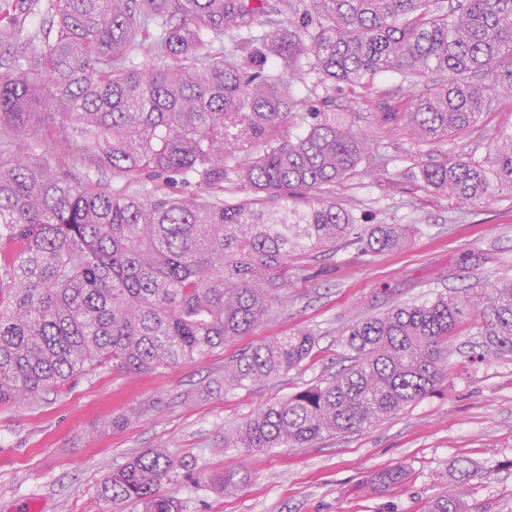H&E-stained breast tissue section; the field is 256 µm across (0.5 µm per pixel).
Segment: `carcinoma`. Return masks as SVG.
Wrapping results in <instances>:
<instances>
[{"label":"carcinoma","instance_id":"carcinoma-1","mask_svg":"<svg viewBox=\"0 0 512 512\" xmlns=\"http://www.w3.org/2000/svg\"><path fill=\"white\" fill-rule=\"evenodd\" d=\"M29 0H0V127L24 132L56 120L83 164L123 181L76 182L43 153L0 150V408L33 405L79 375L112 366L162 372L251 334L270 318L316 253L357 242L378 254L406 242L397 224H357L326 190L360 164L368 140L334 112L289 130L296 72L310 91L344 83L365 96L394 72L416 88L391 112L420 141L447 138L512 95V0H49L56 28L24 33ZM229 43H224V38ZM150 47L163 65L141 73ZM278 75L264 72L268 58ZM246 155L245 162L239 156ZM251 190L224 199V180ZM414 181L465 202L512 189V130L484 160L446 154ZM181 182L199 192L176 197ZM481 318L479 345L512 353V277L482 299L444 293L353 323L341 342L350 364L266 404L227 435L243 448L309 447L368 428L430 393L448 371V337ZM317 338L251 345L224 384L251 387L309 358ZM188 466L146 450L102 481L106 505L184 512L162 491ZM401 467L368 479L388 492ZM427 512H466L460 493Z\"/></svg>","mask_w":512,"mask_h":512}]
</instances>
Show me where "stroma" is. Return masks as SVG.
Instances as JSON below:
<instances>
[{
	"label": "stroma",
	"mask_w": 512,
	"mask_h": 512,
	"mask_svg": "<svg viewBox=\"0 0 512 512\" xmlns=\"http://www.w3.org/2000/svg\"><path fill=\"white\" fill-rule=\"evenodd\" d=\"M398 74L377 82L373 104L344 85L318 88L297 108L292 130L318 112L347 113L385 163L356 173L329 191L361 224H412L401 247L379 254L344 244L311 262V276L292 278L273 316L252 334L196 361L162 373L126 374L102 368L48 392L41 406L0 409V512L30 502L36 512L108 510L101 481L148 448L184 460L199 484L176 488L184 512H426L431 497L455 484L458 459L480 476L468 487L467 512H512V354H480L479 323L470 320L448 340V374L435 390L370 428L320 440L310 448H241L224 436L266 403L336 374L345 365L339 336L356 319L437 293L475 294L512 266V190L489 201L461 202L413 182L409 170L452 152L484 158L499 130L512 127V98L461 135L420 143L386 114L405 101ZM53 149L57 167L77 178L121 187L110 170L85 168L61 145L55 123L37 139L17 137L15 149ZM307 331L312 355L295 371L250 388L222 386L224 365L241 349ZM124 427H109L115 416ZM405 467L406 483L373 494L362 482L373 472ZM237 471L223 491L209 476Z\"/></svg>",
	"instance_id": "obj_1"
}]
</instances>
